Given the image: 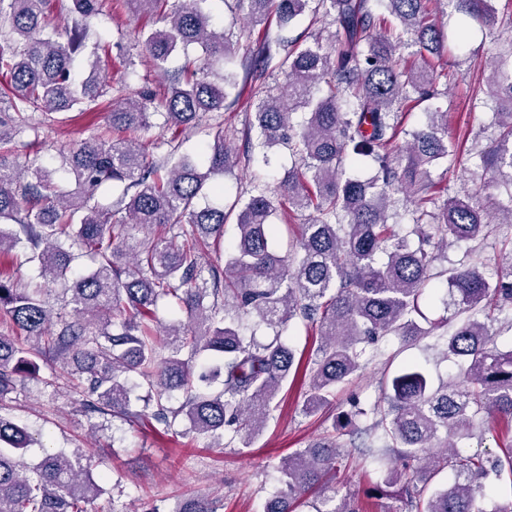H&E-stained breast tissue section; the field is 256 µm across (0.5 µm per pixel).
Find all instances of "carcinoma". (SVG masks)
Returning <instances> with one entry per match:
<instances>
[{
    "mask_svg": "<svg viewBox=\"0 0 512 512\" xmlns=\"http://www.w3.org/2000/svg\"><path fill=\"white\" fill-rule=\"evenodd\" d=\"M206 0H126L134 12L157 17L160 26L142 29L137 42L154 68L168 73V62L191 45L202 54L175 71L162 97L143 92L110 112L112 130L151 127L160 112L179 129L194 127L203 112H222L236 88V49L211 24ZM252 25L275 12L290 24L307 12L332 17L334 45L322 37L285 54L261 41L244 68L256 98L251 125L259 154L283 147L297 163L278 181L274 196L288 211H313L294 254L273 247V196L259 190L238 201L239 231L224 265L203 269L201 247L218 245L231 211L200 203L205 186L241 163L219 127L206 157L187 155L161 171L148 149L135 139L90 138L61 158L78 190L57 189L56 170L26 158L20 162L5 146L35 129V115L81 111L103 96L100 56L87 58L88 78L78 82L72 66L90 38V18L98 0H72L70 24L59 31L49 18L50 0H0V254L25 236L30 252L20 264L35 263L45 280L64 282L66 296L50 303L42 288H19L0 276V312L16 328L0 336V401L25 378L50 370L88 382L84 411L100 415H150L171 431L178 417L190 430L215 440L228 435L250 447L263 433L273 402L289 377L298 373L295 350L280 330L296 321L320 336L310 368L302 412L316 415L330 406L336 389L365 366L367 347L394 336L406 346L431 334L423 327L418 300L435 275L448 237L477 241L493 224H512V199L487 207L475 195H450L437 203L432 170L448 161L447 113L428 111L427 123L412 131L401 126V104L438 98L440 73L430 63L445 53L437 14L442 7L493 28L512 32V0L498 16L495 0H235ZM421 59L408 64L404 50ZM284 80L272 90L261 82L269 69ZM489 99L499 134L479 154L481 166L512 188V53L492 63ZM305 120L296 125L292 115ZM360 160L371 174L350 168ZM123 186L120 202L95 201L104 184ZM189 242H178L182 225ZM142 231L137 237L133 230ZM90 258V270L69 279L72 262ZM448 294L460 321L448 332L442 356L457 364L455 376L432 384L415 363L385 380L386 405L352 403L339 423L341 432L283 458L281 490L264 512H297L315 496L313 512H359L348 495H327L325 479L344 460L341 437L355 444L357 432L342 430L359 416H373L368 428L381 446L368 448L381 463L376 489L395 495L408 512H483L477 505L482 481L506 482L508 496L492 512H512V441L491 458L463 456L457 441L471 436L478 416L512 417V343H498L500 323L512 330V279L489 281L476 265L448 270ZM185 309L187 322L175 321L154 336L150 322L159 301ZM250 318L275 331L262 343L239 333ZM189 349L190 357L183 356ZM216 358L222 389L211 394L194 377L191 357ZM135 372L151 394L143 409L130 410L128 374ZM183 393L177 409L163 404ZM32 445L26 428L0 415V512H86L82 503L103 494L83 456L47 455L33 466L23 456ZM452 482L432 484L446 468ZM221 504L187 494L173 512H219Z\"/></svg>",
    "mask_w": 512,
    "mask_h": 512,
    "instance_id": "1",
    "label": "carcinoma"
}]
</instances>
